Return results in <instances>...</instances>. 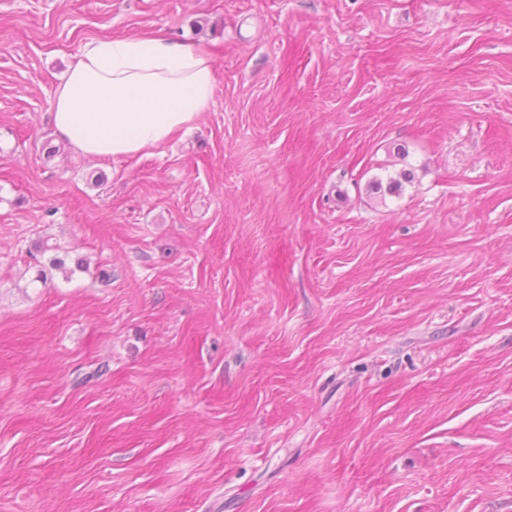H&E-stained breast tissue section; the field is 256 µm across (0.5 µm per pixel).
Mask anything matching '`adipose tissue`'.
<instances>
[{
    "mask_svg": "<svg viewBox=\"0 0 512 512\" xmlns=\"http://www.w3.org/2000/svg\"><path fill=\"white\" fill-rule=\"evenodd\" d=\"M214 85L205 51L150 35L92 40L57 86L51 119L84 156L134 157L192 129Z\"/></svg>",
    "mask_w": 512,
    "mask_h": 512,
    "instance_id": "obj_1",
    "label": "adipose tissue"
}]
</instances>
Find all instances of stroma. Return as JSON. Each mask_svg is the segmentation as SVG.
Masks as SVG:
<instances>
[{
	"label": "stroma",
	"mask_w": 512,
	"mask_h": 512,
	"mask_svg": "<svg viewBox=\"0 0 512 512\" xmlns=\"http://www.w3.org/2000/svg\"><path fill=\"white\" fill-rule=\"evenodd\" d=\"M143 34L209 110L81 155ZM0 512H512V0H0ZM214 85L203 50L150 35L92 40L57 86L51 119L84 156L134 157L192 129Z\"/></svg>",
	"instance_id": "stroma-1"
}]
</instances>
